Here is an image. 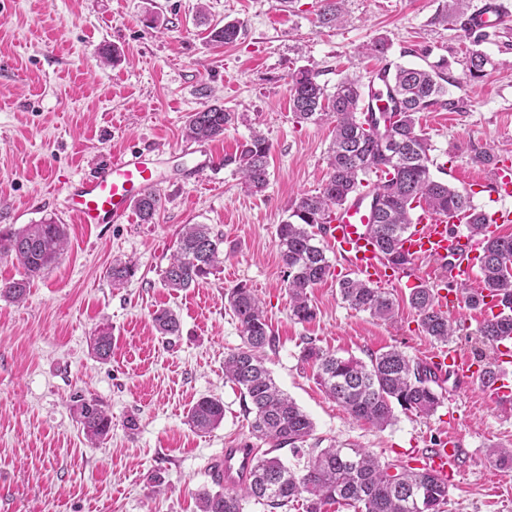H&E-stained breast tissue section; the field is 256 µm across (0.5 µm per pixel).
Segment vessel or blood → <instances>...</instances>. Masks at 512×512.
<instances>
[{
	"label": "vessel or blood",
	"instance_id": "b4317fda",
	"mask_svg": "<svg viewBox=\"0 0 512 512\" xmlns=\"http://www.w3.org/2000/svg\"><path fill=\"white\" fill-rule=\"evenodd\" d=\"M512 14V0H479L467 24L483 28L503 21ZM156 161L150 150L131 148L116 153L77 184L69 186L66 210L80 224H124L137 200L158 185ZM490 184L497 197L512 198V166L495 163ZM371 197L364 194L349 199L337 209L325 227V237L346 263L350 272L365 276L367 281L393 280L395 270L380 258L368 234ZM465 221L459 211L422 209L414 217L400 250L417 268L423 261L435 262L443 277L463 288L478 287L475 258L479 240L452 233L451 227ZM498 379L486 389L487 395L502 400L512 397V347L500 343L495 358ZM428 365L439 377H452L456 387H470L478 379L482 365L470 353L454 347L431 352ZM461 450L455 437L443 439L436 448L423 449L419 467L430 469L440 477L456 474ZM257 450L251 442L221 452L212 466L213 476L225 488L243 486L252 475Z\"/></svg>",
	"mask_w": 512,
	"mask_h": 512
}]
</instances>
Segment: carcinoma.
Returning a JSON list of instances; mask_svg holds the SVG:
<instances>
[{
    "mask_svg": "<svg viewBox=\"0 0 512 512\" xmlns=\"http://www.w3.org/2000/svg\"><path fill=\"white\" fill-rule=\"evenodd\" d=\"M319 23L332 27L343 18V0H319ZM244 31V23L228 20L210 26L209 38L216 45L231 44ZM442 60L428 69L398 65L388 84L389 112L398 116L385 138L374 131L378 118L364 111L365 86L357 78L339 81L329 92L318 73L300 69L291 75L288 92L293 117L298 123L334 124L328 150V171L321 188L302 194L288 208L287 217L276 227L277 247L285 269L289 316L300 322L316 318L313 288L331 274L318 232L329 223L336 209L350 197L371 188L376 193L370 233L380 257L397 267L405 264L399 251L400 238L412 224L413 211L426 204L432 208L468 213L467 234L481 239L479 272L483 290L502 306L500 315L484 321L476 340L495 346L512 334V236L487 237L488 215L472 200L471 193L451 188L431 172L434 151L430 139L418 127V113L439 104L447 93ZM487 64L479 51L466 58V71L473 81L486 75ZM248 122L247 115L232 112L214 102L191 113L184 129L186 138L211 141L229 128ZM271 144L258 130L239 144L224 165H233L244 187L258 194L270 181L268 157ZM161 208V197L151 190L135 205L140 220L153 223ZM68 245L65 225L49 217L20 230L0 231V257H11L23 269L20 279L0 285V297L22 301L30 279L57 264ZM224 238L207 224H185L178 233L169 262L162 271L163 285L174 292L186 291L207 279L224 264ZM136 273L130 261H115L107 271L118 288ZM339 294L349 308L367 312L381 321L396 315L391 294L371 287L359 278L345 276L338 281ZM238 323L242 346L224 357V378L235 384L251 417L252 437L276 448L298 452L313 439L311 418L279 389L265 366L263 352L275 345L276 337L266 320L263 304L248 288L238 285L225 292ZM408 303L418 316L421 331L448 343L460 331V324L441 309L435 288L421 284ZM162 336H176L180 322L165 308L152 315ZM97 359L112 358V335L105 328L93 339ZM301 359L312 364L314 376L326 394L354 419L379 429L395 420V407L428 417L442 404L437 390L439 378L430 367L398 349L370 355L369 362L340 357L309 340L301 348ZM71 410L86 438L106 439L112 431V415L96 398L76 396ZM188 425L208 432L224 420V404L202 397L186 415ZM487 457L505 472L512 471V449L489 447ZM449 485L430 470L409 465L394 469L382 464L364 448L331 444L308 457L300 469L286 466L279 457H259L252 481L233 490H203L198 494L200 512H248L260 505L273 512L292 501L303 500L306 512H321L324 505L337 503L356 512H441L448 501Z\"/></svg>",
    "mask_w": 512,
    "mask_h": 512,
    "instance_id": "carcinoma-1",
    "label": "carcinoma"
}]
</instances>
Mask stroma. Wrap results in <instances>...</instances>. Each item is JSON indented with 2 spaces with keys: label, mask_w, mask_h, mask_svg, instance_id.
Wrapping results in <instances>:
<instances>
[{
  "label": "stroma",
  "mask_w": 512,
  "mask_h": 512,
  "mask_svg": "<svg viewBox=\"0 0 512 512\" xmlns=\"http://www.w3.org/2000/svg\"><path fill=\"white\" fill-rule=\"evenodd\" d=\"M448 0H346V20L319 27L316 0H11L0 13V229H21L55 218L66 224L69 246L36 278L23 303L0 298V512H198L197 494L213 488L208 473L222 449L250 438L240 392L224 379V357L238 348L227 289L250 288L264 304L276 337L267 365L278 386L311 417L315 438L364 448L381 462L408 464L414 449L448 433L466 453L443 512H512V473L486 457L488 446L512 447V407L443 382V403L428 417L396 410L379 430L354 421L329 399L300 358L313 339L336 355L368 360L398 348L424 359L435 347L408 296L418 284L444 289L445 279L418 274L385 283L398 305L395 323L350 309L338 291L344 275L335 250L334 276L313 289L317 316L289 317L276 226L292 200L317 191L327 174L332 128L296 123L288 81L302 68L335 86L353 77L368 82L378 66L361 47L384 36L387 58L426 66L447 60V102L420 113L419 123L448 185L472 193L493 211L480 151L512 162V18L482 41L442 17ZM241 19L233 44L209 43L208 27ZM114 46L120 62L103 64ZM481 50L492 60L472 81L465 57ZM228 109L258 117L271 144L270 184L253 195L234 166L197 182L181 152L191 112L210 96ZM128 146L164 155L154 223L87 226L66 219L70 181L89 175ZM208 224L224 236V264L195 288H165L166 267L182 225ZM133 260L136 274L113 287V259ZM175 311L180 334L160 336L151 315ZM112 334V358L96 359L99 328ZM97 398L112 415V431L91 444L70 410L74 396ZM224 403V420L208 433L186 423L202 397ZM136 415L138 429L124 427ZM164 491L152 492L154 482Z\"/></svg>",
  "instance_id": "obj_1"
}]
</instances>
